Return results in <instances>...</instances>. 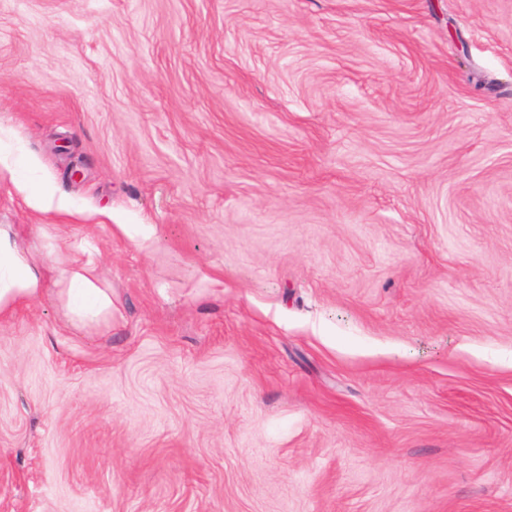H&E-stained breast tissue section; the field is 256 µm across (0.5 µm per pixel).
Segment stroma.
<instances>
[{"label":"stroma","mask_w":512,"mask_h":512,"mask_svg":"<svg viewBox=\"0 0 512 512\" xmlns=\"http://www.w3.org/2000/svg\"><path fill=\"white\" fill-rule=\"evenodd\" d=\"M0 124L112 290L0 324V512H512V0H0Z\"/></svg>","instance_id":"stroma-1"}]
</instances>
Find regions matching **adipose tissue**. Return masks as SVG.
Instances as JSON below:
<instances>
[{"label":"adipose tissue","instance_id":"ef3b65f1","mask_svg":"<svg viewBox=\"0 0 512 512\" xmlns=\"http://www.w3.org/2000/svg\"><path fill=\"white\" fill-rule=\"evenodd\" d=\"M79 230L76 224L61 225L47 255L37 256L19 248L16 225H0V322L48 293L73 328L111 322L112 291L104 283L93 249L67 253Z\"/></svg>","mask_w":512,"mask_h":512}]
</instances>
